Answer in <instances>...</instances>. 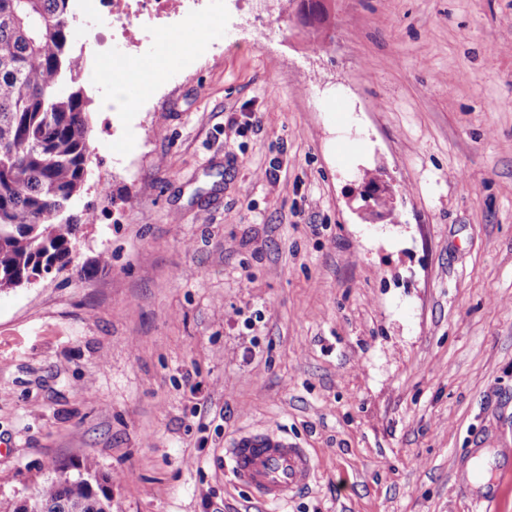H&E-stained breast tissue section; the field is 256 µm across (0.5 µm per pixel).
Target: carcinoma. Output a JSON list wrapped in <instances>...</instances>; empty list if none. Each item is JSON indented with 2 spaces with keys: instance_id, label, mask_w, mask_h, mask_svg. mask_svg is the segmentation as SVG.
<instances>
[{
  "instance_id": "cac0c4a2",
  "label": "carcinoma",
  "mask_w": 512,
  "mask_h": 512,
  "mask_svg": "<svg viewBox=\"0 0 512 512\" xmlns=\"http://www.w3.org/2000/svg\"><path fill=\"white\" fill-rule=\"evenodd\" d=\"M75 2L0 0V291L73 263L89 152ZM31 497L37 512H112V477L87 456L56 466Z\"/></svg>"
}]
</instances>
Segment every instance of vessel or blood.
<instances>
[{
  "label": "vessel or blood",
  "instance_id": "1",
  "mask_svg": "<svg viewBox=\"0 0 512 512\" xmlns=\"http://www.w3.org/2000/svg\"><path fill=\"white\" fill-rule=\"evenodd\" d=\"M235 479L260 501L286 505L316 475L310 453L276 430L239 435L226 450Z\"/></svg>",
  "mask_w": 512,
  "mask_h": 512
}]
</instances>
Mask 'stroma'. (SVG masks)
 Segmentation results:
<instances>
[{
    "mask_svg": "<svg viewBox=\"0 0 512 512\" xmlns=\"http://www.w3.org/2000/svg\"><path fill=\"white\" fill-rule=\"evenodd\" d=\"M325 6L156 33L117 111L110 18L78 11L75 258L0 291L1 502L92 455L112 512H271L225 454L270 428L317 464L287 512H512V0Z\"/></svg>",
    "mask_w": 512,
    "mask_h": 512,
    "instance_id": "stroma-1",
    "label": "stroma"
}]
</instances>
